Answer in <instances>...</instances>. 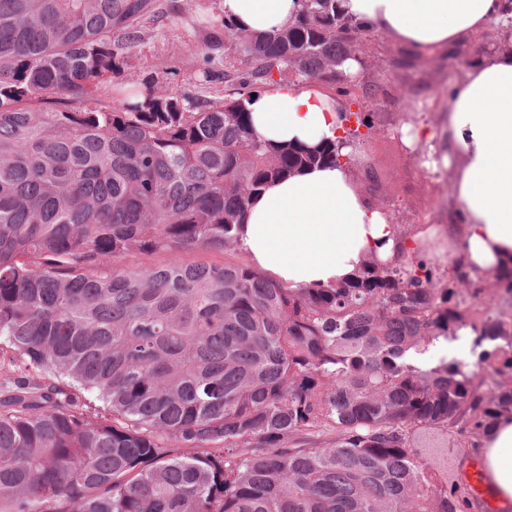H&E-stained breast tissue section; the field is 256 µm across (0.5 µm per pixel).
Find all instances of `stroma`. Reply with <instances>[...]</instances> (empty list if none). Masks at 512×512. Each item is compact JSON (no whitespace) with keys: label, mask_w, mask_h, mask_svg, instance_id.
<instances>
[{"label":"stroma","mask_w":512,"mask_h":512,"mask_svg":"<svg viewBox=\"0 0 512 512\" xmlns=\"http://www.w3.org/2000/svg\"><path fill=\"white\" fill-rule=\"evenodd\" d=\"M218 4L219 0H155L163 18H143L142 37L128 50L121 71L112 79L113 89L137 87L152 79L164 88L178 84L196 96L223 99L224 84L198 77L200 55H211L217 62L224 57L223 49L213 45L223 35L216 19ZM372 44L374 49L363 59L356 79L381 87L376 98L361 106L372 113L380 132L360 140L355 162L377 167L386 194L375 204L399 230L410 233L422 225L445 223L451 195L448 176L428 168L402 132L423 126L439 134L448 90L465 68L449 67L444 53L415 58L413 67L404 68L399 64L402 46L379 34L373 35Z\"/></svg>","instance_id":"1"}]
</instances>
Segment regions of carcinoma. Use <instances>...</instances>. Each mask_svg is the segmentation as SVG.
<instances>
[{
  "instance_id": "cac0c4a2",
  "label": "carcinoma",
  "mask_w": 512,
  "mask_h": 512,
  "mask_svg": "<svg viewBox=\"0 0 512 512\" xmlns=\"http://www.w3.org/2000/svg\"><path fill=\"white\" fill-rule=\"evenodd\" d=\"M154 0H0V512H463L450 449L512 415V267L435 277L423 247L353 281L290 288L246 258L123 267L131 254L242 253L271 181L340 161L275 148L245 101L325 82L351 104L338 0L288 28L224 23V100L120 71ZM244 64L239 68L238 64ZM471 328L472 361L404 360ZM93 393L112 411H92ZM176 448L196 452L178 455Z\"/></svg>"
}]
</instances>
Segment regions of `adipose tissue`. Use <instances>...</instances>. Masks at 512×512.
Returning a JSON list of instances; mask_svg holds the SVG:
<instances>
[{
    "instance_id": "ef3b65f1",
    "label": "adipose tissue",
    "mask_w": 512,
    "mask_h": 512,
    "mask_svg": "<svg viewBox=\"0 0 512 512\" xmlns=\"http://www.w3.org/2000/svg\"><path fill=\"white\" fill-rule=\"evenodd\" d=\"M340 7L364 29L422 55L455 48L511 18L506 0H340ZM300 9V0H222L220 15L272 34ZM249 109L258 133L274 143L357 152L345 135V101L320 82L269 84ZM437 154L453 187L448 222L438 230L442 249L462 255L476 274L511 267L512 46L475 60L451 89ZM238 237L253 268L291 288L342 284L369 260H394L398 247L415 244L359 191L348 164L313 166L269 183ZM478 457L494 501L512 512V416L481 440Z\"/></svg>"
}]
</instances>
